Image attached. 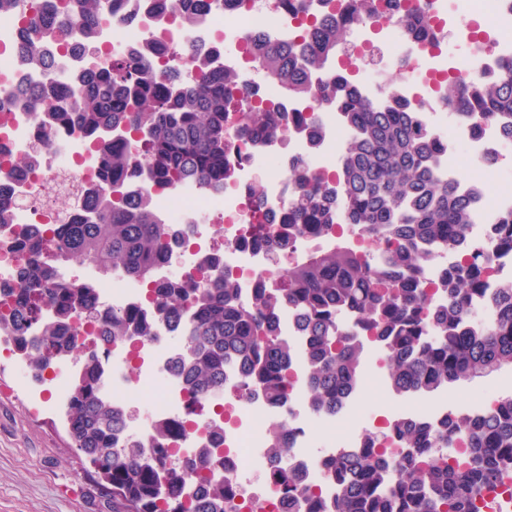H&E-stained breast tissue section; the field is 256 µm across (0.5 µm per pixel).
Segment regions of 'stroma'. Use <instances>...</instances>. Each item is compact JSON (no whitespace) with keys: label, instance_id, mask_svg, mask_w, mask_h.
I'll use <instances>...</instances> for the list:
<instances>
[{"label":"stroma","instance_id":"obj_1","mask_svg":"<svg viewBox=\"0 0 512 512\" xmlns=\"http://www.w3.org/2000/svg\"><path fill=\"white\" fill-rule=\"evenodd\" d=\"M17 375L14 361L0 359V512H112L48 386Z\"/></svg>","mask_w":512,"mask_h":512}]
</instances>
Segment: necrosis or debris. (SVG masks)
Returning <instances> with one entry per match:
<instances>
[{"mask_svg": "<svg viewBox=\"0 0 512 512\" xmlns=\"http://www.w3.org/2000/svg\"><path fill=\"white\" fill-rule=\"evenodd\" d=\"M34 0H23L22 8L0 17V205L7 207L13 222L0 231V282L14 283L19 254L14 238L19 230L30 227L51 228L57 224H75L84 216L86 202L99 181L96 161L87 136L66 127L53 129L48 142L38 140V121L34 113L14 106L11 94L24 83L41 78L37 68L23 62L14 50L19 30L37 19ZM455 10L459 21L478 15L491 30L490 40L472 38V48L462 56L450 55L447 48L423 49L413 44L394 20L382 23L355 21L350 36L359 50H367L373 36H381L390 63L409 61L411 79L402 88L410 100H422L426 108L420 122L445 143L438 153L435 168L460 190L468 192L486 178L497 174L503 140L498 124H490L482 134L472 133L463 122H453L449 130L439 126L444 106L438 82L447 76L462 77L474 69L492 71L499 57L512 56V0H457L448 7L446 0H429L428 14L435 25H443L447 10ZM302 14L275 7L272 0H207L192 25H185L177 11L160 10L155 0H107L105 13L97 29L98 52L89 56L70 47L57 57L56 86L59 104H69L68 92L76 73L111 67L115 56L131 49L147 50L156 61L180 71L185 83H192L201 69L214 72L231 70L249 83L251 98L238 101L237 111L250 110L257 97L280 100L274 83L255 72L250 64L249 37L260 33L275 42L299 39ZM283 112L301 113L303 125L293 127L287 141H274L259 147L249 141L232 140L226 161L234 178L223 189H205L193 183L177 182L159 186L145 171L123 178L119 186L124 194H146L156 212L173 230L191 229L192 242L173 247L158 268L160 275L179 269L185 287H194L203 278L206 259L219 255L220 271L238 280L239 297L249 300L253 288L263 283L276 286L280 269L270 263L267 244H255L263 212L276 215L287 211L298 190L292 175L294 163L306 171L331 175L336 157L351 136L335 104L304 100L280 101ZM318 131L319 143H312L311 131ZM38 151L39 162L32 173L17 174L10 157ZM468 167L467 178H459L461 167ZM265 182V199L256 202L252 186ZM512 209V182L501 181L497 194L479 196L472 213L467 237L488 258L485 284L495 290L512 281V250L500 248L494 231L499 215ZM220 219L224 226V244L213 250L205 244V230L197 226L200 216ZM102 318L112 311L147 310L143 284L113 274L111 281L95 285ZM177 327L156 320L152 336L136 344L112 343L101 361L100 387L103 396L118 408H136L148 402L149 412L130 421L116 442H127L151 449L155 425L159 422L177 427L179 454H193L208 441V429L214 422L224 425V466L236 486V502H252L263 512H286L284 496L276 492L270 477L272 464L267 452L273 425H283L295 463L303 470L309 485L325 498L336 495V484L326 473L321 458L309 454V429L312 411L307 402L305 369L295 365L293 387L285 405L274 407L260 397H241L237 370L224 372V386L206 400L191 401L173 361L182 355L176 347ZM500 395L490 390L478 402L466 407H449L447 399L423 398L407 412V419L439 421L446 415H471L483 412ZM347 424L340 446L359 447L362 437L372 430L394 427L400 418L380 414L349 397L343 405Z\"/></svg>", "mask_w": 512, "mask_h": 512, "instance_id": "1", "label": "necrosis or debris"}]
</instances>
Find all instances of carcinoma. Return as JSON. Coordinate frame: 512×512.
Here are the masks:
<instances>
[{"label": "carcinoma", "mask_w": 512, "mask_h": 512, "mask_svg": "<svg viewBox=\"0 0 512 512\" xmlns=\"http://www.w3.org/2000/svg\"><path fill=\"white\" fill-rule=\"evenodd\" d=\"M172 2L190 24L204 0ZM103 9L104 0H64L67 35L86 52L95 51ZM342 9L346 17L366 18L376 15L378 5L376 0H345ZM399 24L418 45L436 40L422 5L408 9ZM58 29V20L46 16L16 40L19 54L43 68L48 79ZM349 34L348 25L329 14L310 22L302 43L253 39V68L283 97L332 100L352 130L337 162L339 187L320 176L300 179L288 215L270 226L265 238L275 245L273 255L291 256L297 237L315 230L330 233L343 220L363 226L371 242L394 245L377 261L350 246L317 245L288 266L278 287L254 289L247 304L239 301L237 283L226 274L190 292L176 278L155 279L154 266L169 248L171 229L150 197L129 201L119 193H95L91 219L59 225L48 256L37 234L16 239L23 261L15 284L0 287L10 299L8 313L0 317V337L37 373L79 352L81 369L66 406L69 434L74 447L103 469L112 512H234V488L227 477L206 479L204 471L218 460L212 448L170 465L171 432L165 424L155 426L150 452L135 443L122 454L114 451L128 416L101 395L103 346L77 347L75 323L97 317L98 304L95 289L61 283L60 265L71 259L92 263L104 275L121 273L151 283L148 298L157 316L184 322L181 370L196 401L223 387L224 368L232 365L242 370L246 394L261 395L273 406L286 403L295 352L278 332L284 305L302 315L301 358L310 408L319 416L357 389L366 340L377 345L398 396L433 395L512 366V282L490 296L494 315L486 324L475 321L468 306L469 297L482 291L485 266L479 254L448 267L441 279L448 299L434 304L420 285L418 274L436 253L468 247L472 198L433 170L441 144L419 123V108L392 80L385 82L380 104L363 97L345 76L327 88L310 80L346 47ZM75 81L76 99L54 109L51 117L92 134L102 181L114 180L133 164L131 151L111 141L110 130L121 125L143 144L145 170L161 186L185 181L217 189L231 178L224 164L226 114L236 98L253 94L235 72L202 70L192 87L179 90L152 58L132 50L111 68L84 71ZM440 94L449 115L463 118L473 130L496 122L512 141V58L501 60L491 75L450 77ZM288 132L285 115L262 101L241 113L235 127L239 138L258 145ZM497 230L501 245L512 249V211L500 216ZM151 327V320L134 311H114L102 336L112 342L142 340ZM458 430L468 451L451 458L440 453L453 444ZM395 436L400 451L393 458L372 437L323 460L336 481V498L330 502L311 492L293 463L284 462L288 438L276 426L268 453L281 465L271 479L288 498H307L308 512H478L485 492L512 471V394L481 414L449 417L438 425L403 422ZM196 477L205 484L187 503L185 487Z\"/></svg>", "instance_id": "1"}]
</instances>
